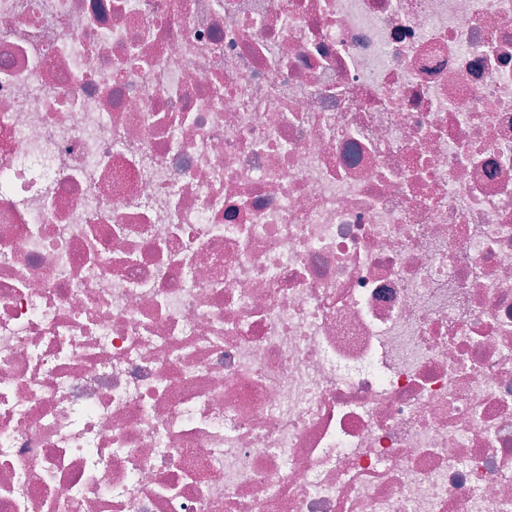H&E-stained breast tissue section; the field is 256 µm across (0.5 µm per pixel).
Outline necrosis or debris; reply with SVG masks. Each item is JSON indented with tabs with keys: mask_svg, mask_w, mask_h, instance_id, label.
I'll return each instance as SVG.
<instances>
[{
	"mask_svg": "<svg viewBox=\"0 0 512 512\" xmlns=\"http://www.w3.org/2000/svg\"><path fill=\"white\" fill-rule=\"evenodd\" d=\"M0 512H512V0H0Z\"/></svg>",
	"mask_w": 512,
	"mask_h": 512,
	"instance_id": "obj_1",
	"label": "necrosis or debris"
}]
</instances>
